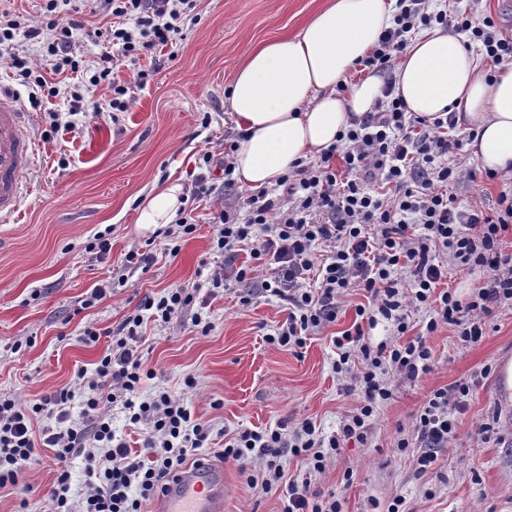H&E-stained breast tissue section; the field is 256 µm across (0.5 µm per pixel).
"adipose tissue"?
<instances>
[{"label":"adipose tissue","mask_w":512,"mask_h":512,"mask_svg":"<svg viewBox=\"0 0 512 512\" xmlns=\"http://www.w3.org/2000/svg\"><path fill=\"white\" fill-rule=\"evenodd\" d=\"M396 0H329L291 37L252 51L235 73L227 100L242 133L232 155L238 182L274 186L298 160L318 157L337 143L351 121L383 97L384 79L371 72L337 85L393 23ZM395 93L423 118L454 113L471 125L474 155L483 169L512 171V65L486 76L455 33L436 27L413 38L394 73ZM184 185H154L137 208L138 229L175 223Z\"/></svg>","instance_id":"adipose-tissue-1"}]
</instances>
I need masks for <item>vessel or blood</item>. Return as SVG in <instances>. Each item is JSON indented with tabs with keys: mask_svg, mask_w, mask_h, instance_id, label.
Returning a JSON list of instances; mask_svg holds the SVG:
<instances>
[{
	"mask_svg": "<svg viewBox=\"0 0 512 512\" xmlns=\"http://www.w3.org/2000/svg\"><path fill=\"white\" fill-rule=\"evenodd\" d=\"M21 98L0 89V222L17 212L22 199L20 177L35 160ZM224 469L200 461L170 481L157 499L155 512H224Z\"/></svg>",
	"mask_w": 512,
	"mask_h": 512,
	"instance_id": "obj_1",
	"label": "vessel or blood"
}]
</instances>
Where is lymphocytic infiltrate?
I'll return each mask as SVG.
<instances>
[{
  "mask_svg": "<svg viewBox=\"0 0 512 512\" xmlns=\"http://www.w3.org/2000/svg\"><path fill=\"white\" fill-rule=\"evenodd\" d=\"M61 0H42L40 24L22 26L9 9L0 7V61H6L22 85L58 96L56 86L37 75L29 60L17 53L16 37L45 45L46 58L56 72H79L74 31L83 24L60 14ZM99 10L117 20L107 31H94L113 49L103 52L92 67L88 85H108L112 111H126L128 85L113 81L120 61L166 53L175 58L182 24L197 0H97ZM393 27L384 30L369 55L359 60L361 71L391 74L394 62L409 45V35L422 27L441 25L480 43L486 58L498 64L512 59V36L498 28L492 16L448 14L433 10L429 0H398ZM386 83L385 99L361 120L353 121L339 141L317 159L294 162L279 178L282 194L261 190L246 199L225 202L213 222V251L234 255L239 244L250 243V262L228 264L209 275L211 288L246 284L241 298L249 304L261 294L288 303V316L268 343L297 351L307 336L335 322L339 304L349 290L363 291L365 303L357 317L334 340L337 372H350L351 359L360 360L350 372V391L360 392V404L347 415L339 433L323 440L310 422L294 430L285 425L262 432L244 431L225 441L219 455L233 462L248 489L281 491L284 512H341L335 495L311 492L309 481H285L287 456L303 458L312 473L323 472L329 454L349 440L368 441L370 420L378 404L389 400L393 387L387 374L411 380L426 370L431 350L424 340L400 343L409 330L408 310L434 305L427 333L439 326H456L459 338L475 343L494 305L512 303V254L502 250V234L512 226V190L500 192L494 211L462 205L448 192L449 183L476 181V172L460 176L449 161L462 150L454 137V115L428 120L408 112ZM341 166H334V158ZM483 268L487 281L462 301L442 285L449 266ZM273 278H262L264 268ZM194 292L171 288L146 298L111 332L112 340L97 361L88 390L75 394L63 388L32 405L12 397L0 398V489L26 497L22 477L37 446L53 450L56 478L51 492L54 512H143L158 496L166 479L176 477L206 444L209 430L191 408L166 389L141 396L145 381L156 372L143 360L139 343L144 324L165 325L178 319L195 301ZM386 321L395 340L371 343L365 330ZM471 391L468 382L435 389L415 418L413 439H400L398 450H417L419 471H426L446 448L455 428L454 415L463 411ZM81 401V419L73 421L68 407ZM121 404L134 426H146V458L133 457L112 429L111 408ZM55 423L35 442L32 423L41 415ZM83 456L89 477L81 498L71 493L69 464Z\"/></svg>",
  "mask_w": 512,
  "mask_h": 512,
  "instance_id": "obj_1",
  "label": "lymphocytic infiltrate"
}]
</instances>
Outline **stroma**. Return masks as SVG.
Here are the masks:
<instances>
[{
    "instance_id": "stroma-1",
    "label": "stroma",
    "mask_w": 512,
    "mask_h": 512,
    "mask_svg": "<svg viewBox=\"0 0 512 512\" xmlns=\"http://www.w3.org/2000/svg\"><path fill=\"white\" fill-rule=\"evenodd\" d=\"M327 0H200L199 20L186 24L175 59L146 56L122 63L117 80L130 83L127 111L111 113L106 87L83 92L84 108L68 130L52 131L49 115L67 112L63 98L43 100L32 112L31 130L39 155L22 175L20 208L0 223V396L33 403L63 387H77L80 370L93 369L115 327L145 297L165 289L197 288L195 302L169 324H147L140 351L156 373L143 394L168 388L183 398L203 424L211 445L226 437L307 420L317 437L336 434L359 403L337 375L332 338L355 319L360 292L344 298L335 324L308 336L301 354L268 344L286 320L288 304L263 295L245 305L236 287L211 290L207 278L222 261L211 250L213 226L228 194L249 196L250 188L224 186L222 165L209 178L212 194L187 201L197 222L193 237L177 256L162 253L153 234L135 224L136 208L155 183L168 177L191 185L199 159L221 157L238 129L226 106L237 68L254 46L297 33L302 22ZM150 71L144 88L133 80ZM109 232L112 249L97 260L88 247ZM144 254L131 264L129 252ZM116 279L111 295L93 308L81 303L91 289ZM212 329L201 335L195 313ZM102 333L92 346L78 343L87 328ZM432 357L426 371L395 384L391 399L371 419L367 444L348 442L311 476L301 459L287 461L285 475L310 479L313 489L335 493L342 512H386L401 498L405 512H512V405L505 402L499 375L512 358V305L493 309L480 341L462 342L457 329L442 326L426 335ZM194 376L196 388L184 385ZM457 381L472 383L466 408L456 416L447 448L425 472L414 465L415 449H395L410 436L415 416L430 393ZM499 415L498 435L480 441L476 430ZM56 477L51 450L39 448L25 472L27 506L9 489L0 490V512H52ZM224 512H282L281 493L247 490L232 463L224 465Z\"/></svg>"
}]
</instances>
